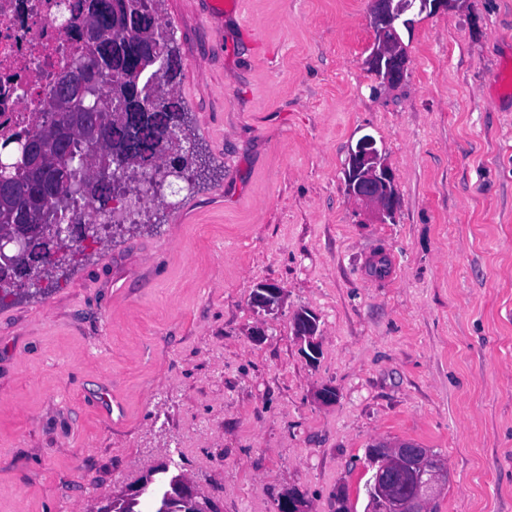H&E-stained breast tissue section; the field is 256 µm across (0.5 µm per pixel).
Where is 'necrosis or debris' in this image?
Returning a JSON list of instances; mask_svg holds the SVG:
<instances>
[{
  "instance_id": "4bbe7bcc",
  "label": "necrosis or debris",
  "mask_w": 512,
  "mask_h": 512,
  "mask_svg": "<svg viewBox=\"0 0 512 512\" xmlns=\"http://www.w3.org/2000/svg\"><path fill=\"white\" fill-rule=\"evenodd\" d=\"M78 15V0H0V136L34 126L58 73L83 48ZM163 172L161 158H153L145 181L126 188L118 203L79 205L74 221H134L148 181Z\"/></svg>"
}]
</instances>
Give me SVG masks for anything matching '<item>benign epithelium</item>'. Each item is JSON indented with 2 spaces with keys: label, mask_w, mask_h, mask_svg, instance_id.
Listing matches in <instances>:
<instances>
[{
  "label": "benign epithelium",
  "mask_w": 512,
  "mask_h": 512,
  "mask_svg": "<svg viewBox=\"0 0 512 512\" xmlns=\"http://www.w3.org/2000/svg\"><path fill=\"white\" fill-rule=\"evenodd\" d=\"M458 0H371L369 24L374 32L370 54L366 59L369 69L377 79L388 86L400 84L407 71L408 55L402 40L401 28H409L411 20L404 15L414 6L419 12L434 11L450 7ZM151 60V66L162 72L167 65L165 41L156 36L143 48ZM92 64L77 63L63 71L57 79L56 106L67 112L78 108V116L87 132L99 133L98 107L86 101L89 89V73ZM346 194L354 203L367 209L376 223L384 224L393 218L398 200L394 179L385 156L376 147L373 137L359 139L348 155ZM0 222L13 227L25 223L27 231L0 236V267H13L26 243V236L43 230L42 223L32 218L22 219L17 210H6L0 214ZM253 307L272 312L282 302V289L274 283L257 286L251 296ZM293 331L300 341L307 343L312 354H317L315 336L317 321L300 314L293 320ZM377 466L371 486V512H431L438 492L448 484L449 472L431 449L413 443L374 445ZM278 512H306L305 500L296 492L281 497Z\"/></svg>",
  "instance_id": "7a95c632"
}]
</instances>
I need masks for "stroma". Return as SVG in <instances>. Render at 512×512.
Returning <instances> with one entry per match:
<instances>
[{
	"mask_svg": "<svg viewBox=\"0 0 512 512\" xmlns=\"http://www.w3.org/2000/svg\"><path fill=\"white\" fill-rule=\"evenodd\" d=\"M369 9L163 0L206 172L0 305V512H97L162 461L219 512H364L378 441L446 459L438 512H512V0L409 11L390 88ZM366 135L384 224L345 193ZM346 194L367 209L376 223L392 219L398 200L394 179L385 156L373 137L366 135L351 147L347 159ZM250 300L254 308L275 311L282 302V289L274 283H262L253 290ZM293 331L295 336L301 342H306L307 347L313 355L317 354L315 336L318 335L317 321L306 316L304 313L300 314L293 320Z\"/></svg>",
	"mask_w": 512,
	"mask_h": 512,
	"instance_id": "35a3bbf8",
	"label": "stroma"
}]
</instances>
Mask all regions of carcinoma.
Masks as SVG:
<instances>
[{"instance_id":"obj_1","label":"carcinoma","mask_w":512,"mask_h":512,"mask_svg":"<svg viewBox=\"0 0 512 512\" xmlns=\"http://www.w3.org/2000/svg\"><path fill=\"white\" fill-rule=\"evenodd\" d=\"M89 22L98 24L104 31L102 40L75 56L71 63L90 59L95 64V94L89 99L103 100L99 112L101 137H91L81 123L68 118V152L65 156L46 148L42 165L35 169L32 162L24 160L16 165L9 158L0 161V177L7 179L14 189L12 196L0 198V210L8 209L24 200L30 208L43 210L47 205H57L52 187L58 185L63 172H68L69 185L65 188L64 206L71 207L77 198L87 202H103L115 193L112 182V162L119 160L129 168V178L140 174L148 161L155 157L160 146L172 152L169 131L184 123L181 104L170 97L159 108L145 104L142 75L137 72L141 59L143 37L151 34L155 18L152 0H86L85 14L80 26ZM42 121L34 130L14 133L0 142L19 155L21 145L30 138H39L50 144L55 133L57 110L53 98H48L41 113ZM54 238L42 232L28 239L26 252L16 267L0 269V305L17 294L24 286L21 278L39 280L46 268L38 261L51 252ZM167 475L162 481L154 475ZM184 476L169 473V466L159 464L139 485V492L129 497H115L102 507L104 512H195L194 506L184 500L168 496L172 485L182 482Z\"/></svg>"}]
</instances>
